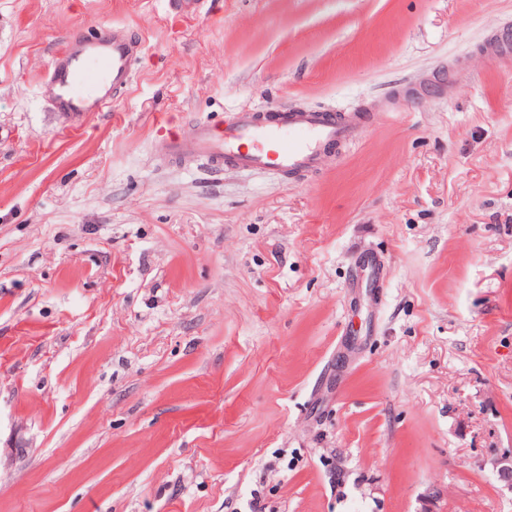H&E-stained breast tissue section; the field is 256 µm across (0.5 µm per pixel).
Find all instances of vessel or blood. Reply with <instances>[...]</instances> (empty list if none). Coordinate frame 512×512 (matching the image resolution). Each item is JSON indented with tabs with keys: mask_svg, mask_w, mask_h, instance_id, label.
<instances>
[{
	"mask_svg": "<svg viewBox=\"0 0 512 512\" xmlns=\"http://www.w3.org/2000/svg\"><path fill=\"white\" fill-rule=\"evenodd\" d=\"M142 42L125 26L67 40L55 53L43 85L54 111L81 116L106 112L131 80ZM353 122L323 112L237 113L232 124H197L182 139L165 138L160 152L170 161H205L217 169L230 164L298 174L316 167L327 148L347 142Z\"/></svg>",
	"mask_w": 512,
	"mask_h": 512,
	"instance_id": "obj_1",
	"label": "vessel or blood"
}]
</instances>
